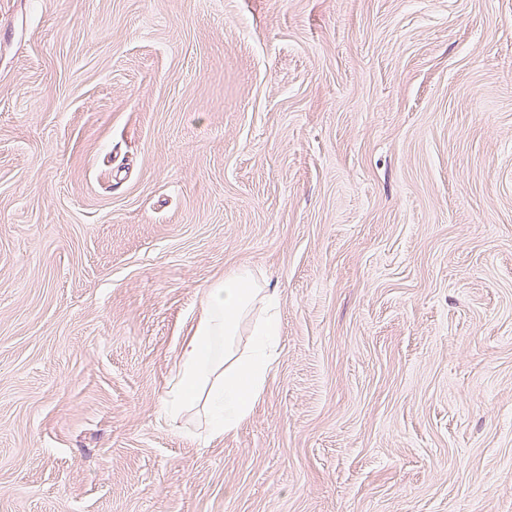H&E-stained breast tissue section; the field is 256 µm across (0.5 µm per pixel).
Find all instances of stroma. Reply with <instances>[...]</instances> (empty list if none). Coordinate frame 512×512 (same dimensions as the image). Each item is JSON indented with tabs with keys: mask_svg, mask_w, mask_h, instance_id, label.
I'll return each mask as SVG.
<instances>
[{
	"mask_svg": "<svg viewBox=\"0 0 512 512\" xmlns=\"http://www.w3.org/2000/svg\"><path fill=\"white\" fill-rule=\"evenodd\" d=\"M0 512H512V0H0ZM252 319L249 346L239 352L236 336ZM278 298L248 270L216 281L204 292L192 335L181 348L175 384L165 400L177 416L203 398L212 436L241 424L258 398L278 343Z\"/></svg>",
	"mask_w": 512,
	"mask_h": 512,
	"instance_id": "35a3bbf8",
	"label": "stroma"
}]
</instances>
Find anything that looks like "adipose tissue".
I'll use <instances>...</instances> for the list:
<instances>
[{"mask_svg": "<svg viewBox=\"0 0 512 512\" xmlns=\"http://www.w3.org/2000/svg\"><path fill=\"white\" fill-rule=\"evenodd\" d=\"M250 321V343L239 349L236 338ZM278 298L239 270L206 289L201 313L181 348L175 384L165 406L178 415L188 405L203 403L212 436L236 430L258 398L278 343Z\"/></svg>", "mask_w": 512, "mask_h": 512, "instance_id": "1", "label": "adipose tissue"}]
</instances>
